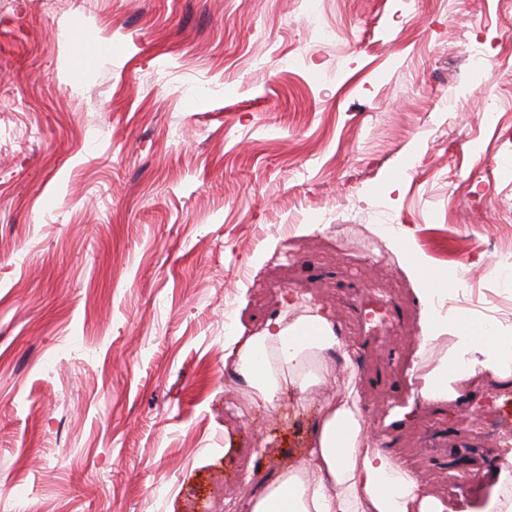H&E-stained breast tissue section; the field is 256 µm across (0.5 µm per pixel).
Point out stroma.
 Here are the masks:
<instances>
[{
  "instance_id": "obj_1",
  "label": "stroma",
  "mask_w": 512,
  "mask_h": 512,
  "mask_svg": "<svg viewBox=\"0 0 512 512\" xmlns=\"http://www.w3.org/2000/svg\"><path fill=\"white\" fill-rule=\"evenodd\" d=\"M508 213L512 0H0V512L262 488L332 391L237 410L224 353L292 299L355 348L375 447L450 501L507 466L512 388L419 396L401 251L512 301Z\"/></svg>"
}]
</instances>
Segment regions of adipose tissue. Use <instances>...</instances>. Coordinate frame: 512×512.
Wrapping results in <instances>:
<instances>
[{
	"label": "adipose tissue",
	"instance_id": "ef3b65f1",
	"mask_svg": "<svg viewBox=\"0 0 512 512\" xmlns=\"http://www.w3.org/2000/svg\"><path fill=\"white\" fill-rule=\"evenodd\" d=\"M421 326L417 357H425L440 334L455 339L439 364L417 377L418 393L426 401L452 399L458 382L484 371L502 384L512 383V367L502 361L504 353H512V332L493 325L476 331L466 318L442 320L430 312ZM331 349L339 350L345 370L353 371L354 348L336 335L322 308L315 306L292 324L277 321L263 334L246 337L231 350L230 361L248 385L250 405L271 409L285 382L302 392L318 382L343 386L342 372L327 365L310 375L304 371L308 358ZM355 408L349 390L327 402L300 462L243 499L241 512H443L419 474L373 447Z\"/></svg>",
	"mask_w": 512,
	"mask_h": 512
}]
</instances>
